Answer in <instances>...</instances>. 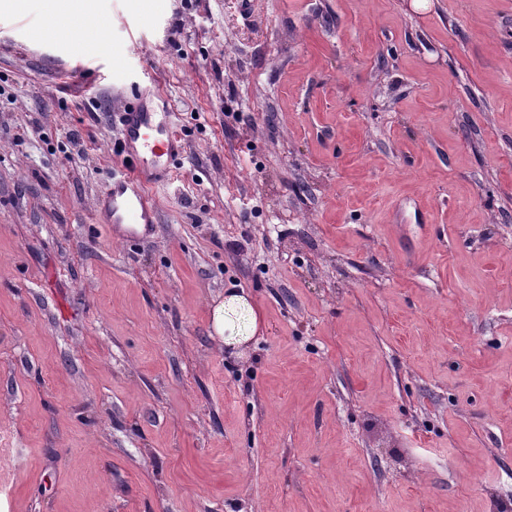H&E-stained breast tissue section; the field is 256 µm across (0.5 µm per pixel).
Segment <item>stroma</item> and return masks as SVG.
Listing matches in <instances>:
<instances>
[{
  "label": "stroma",
  "mask_w": 512,
  "mask_h": 512,
  "mask_svg": "<svg viewBox=\"0 0 512 512\" xmlns=\"http://www.w3.org/2000/svg\"><path fill=\"white\" fill-rule=\"evenodd\" d=\"M251 4L92 0L89 77L0 11V512H512V0ZM123 169L112 177L93 209V223L113 238L136 239L152 231L157 211L148 185L171 179L183 145L174 128L170 100L145 91L124 112L119 140ZM247 304L244 296L238 294H230L223 301L214 304L212 308V327L217 336L224 339L225 323H224V310L226 307Z\"/></svg>",
  "instance_id": "1"
}]
</instances>
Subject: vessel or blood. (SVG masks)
Returning <instances> with one entry per match:
<instances>
[{
    "mask_svg": "<svg viewBox=\"0 0 512 512\" xmlns=\"http://www.w3.org/2000/svg\"><path fill=\"white\" fill-rule=\"evenodd\" d=\"M119 147L123 168L98 198L93 221L127 241L152 231L157 211L148 188L170 180L183 151L170 100L156 91L141 93L124 112Z\"/></svg>",
    "mask_w": 512,
    "mask_h": 512,
    "instance_id": "vessel-or-blood-1",
    "label": "vessel or blood"
}]
</instances>
